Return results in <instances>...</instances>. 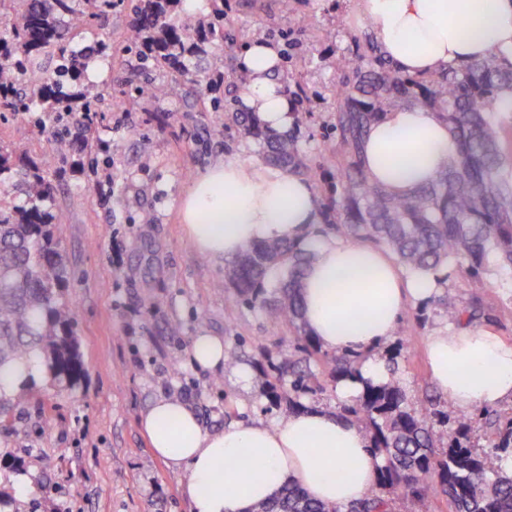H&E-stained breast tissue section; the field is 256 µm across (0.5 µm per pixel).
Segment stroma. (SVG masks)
<instances>
[{
    "instance_id": "obj_1",
    "label": "stroma",
    "mask_w": 512,
    "mask_h": 512,
    "mask_svg": "<svg viewBox=\"0 0 512 512\" xmlns=\"http://www.w3.org/2000/svg\"><path fill=\"white\" fill-rule=\"evenodd\" d=\"M134 0H114L109 18L84 38L109 36L111 63H97L91 81L105 98L93 125L70 120L80 160H68L54 183V236L66 264L64 298L74 310L83 372L75 388L37 378L34 394L0 429V479L27 480L33 512H191L184 471L157 459L140 428L142 412L166 396L191 403L205 429L237 422L270 424L285 417L261 391L263 371L295 350L270 309L240 303L228 288V264L199 254L177 212L179 196L220 158H254L259 143L228 113L242 109L234 76L253 40L278 45L282 72L300 73L303 111L297 140L318 171V195L336 185L323 159L339 153L332 130L341 86L340 62L357 55L367 29L355 0H224V41L196 60L191 75L152 72L169 93L138 95L123 53ZM54 123L30 112L0 120V142L23 145L31 159L51 151ZM444 291L457 304L480 308L473 328L512 343V269L489 261L477 283L460 262L446 267ZM180 323L181 335L169 333ZM454 325L435 300L410 303L393 338L376 357L394 358L407 394L436 395L426 339ZM223 337L234 367L205 370L188 355L199 331ZM60 461L55 471L44 457Z\"/></svg>"
}]
</instances>
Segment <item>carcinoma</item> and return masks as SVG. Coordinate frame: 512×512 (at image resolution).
Instances as JSON below:
<instances>
[{
	"label": "carcinoma",
	"instance_id": "1",
	"mask_svg": "<svg viewBox=\"0 0 512 512\" xmlns=\"http://www.w3.org/2000/svg\"><path fill=\"white\" fill-rule=\"evenodd\" d=\"M211 12L196 18L181 11L182 0H137V19L128 41L141 47V95L157 88L148 72L168 67L180 73L185 59L224 40V0H210ZM112 11V0H0V118L6 113L46 115L82 113L90 119L103 89L89 81L91 63L112 56V46L96 41L70 49L74 27ZM369 55L343 63L341 103L336 110V136L343 164L336 190L322 202L332 215L330 229L354 244H383L401 266L418 273L435 272L451 260L466 263L465 274L479 279L494 253L512 267V158L501 149L498 114L512 112V64L494 56L438 73L426 81L398 73L364 35ZM420 105L438 111L456 146L451 164L439 178L403 196L390 194L370 181L364 169V148L371 127L388 111ZM245 136L263 140L261 159L289 172L312 176L306 155L292 127L286 133L266 130L254 112H236ZM73 149L60 136L52 153L33 164L20 144L0 143V184L20 176L25 201L17 204L0 194V371L36 357L41 372L58 384L75 385L83 371L73 315L62 288L66 266L54 239L49 171ZM311 253L286 241L249 242L234 258L228 276L236 295L252 306L266 303L267 289L278 295L276 323L304 341L301 350L317 351L303 321L299 286ZM276 268L280 277L267 280ZM448 321L456 324L479 315L455 303L440 301ZM334 380L363 382L361 393L340 408L339 415L357 423L368 435L373 454L382 457L376 484L380 492L344 508L310 498L298 485L284 488L254 512H391L393 497L424 506L429 498L447 496L454 512H512V474L488 465L489 454L471 437L486 424L493 429L494 453L512 449V418L503 423L485 413L479 418L451 410L440 400L430 410L404 391L395 362L390 379L363 380L359 355L326 356ZM288 370V412L303 408L301 398L322 390L320 372L290 360L264 373L263 392L280 400V373ZM27 394L21 384L8 394L0 388V428L12 422V410ZM455 437L448 440V424ZM11 512H31L29 503L0 484V503Z\"/></svg>",
	"mask_w": 512,
	"mask_h": 512
}]
</instances>
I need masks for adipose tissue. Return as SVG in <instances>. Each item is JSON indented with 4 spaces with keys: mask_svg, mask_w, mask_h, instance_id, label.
Wrapping results in <instances>:
<instances>
[{
    "mask_svg": "<svg viewBox=\"0 0 512 512\" xmlns=\"http://www.w3.org/2000/svg\"><path fill=\"white\" fill-rule=\"evenodd\" d=\"M384 58L422 77L494 53L512 57V0H359ZM277 47L256 40L241 58L250 75L239 95L269 129L287 131L291 101L277 80ZM365 172L392 194L436 180L453 160L447 125L425 107L391 110L371 128ZM180 220L195 249L233 259L247 242L285 240L312 250L301 280L307 331L331 352H358L388 342L409 299L428 300L440 274H403L378 248L327 236L310 238L322 220L311 183L260 160L222 159L183 195ZM431 376L457 408L494 407L512 399V343L468 327L427 338ZM140 425L158 458L186 474L191 512H252L286 486L320 502L347 506L373 487L378 458L356 425L309 409L271 425L239 423L210 431L195 409L162 397Z\"/></svg>",
    "mask_w": 512,
    "mask_h": 512,
    "instance_id": "adipose-tissue-1",
    "label": "adipose tissue"
}]
</instances>
